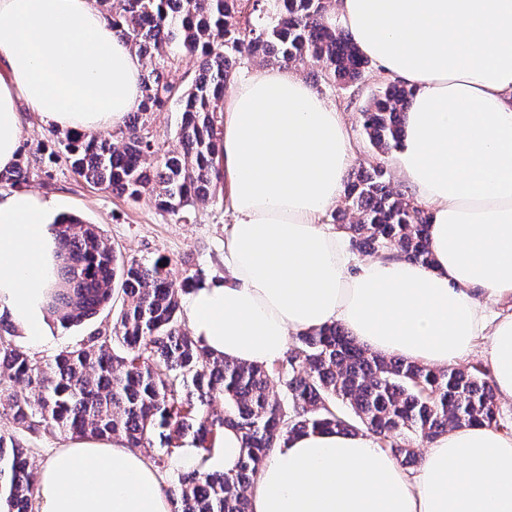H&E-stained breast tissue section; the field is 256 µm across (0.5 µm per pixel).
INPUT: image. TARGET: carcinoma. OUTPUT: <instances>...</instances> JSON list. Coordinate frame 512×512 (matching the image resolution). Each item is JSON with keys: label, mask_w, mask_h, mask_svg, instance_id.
<instances>
[{"label": "carcinoma", "mask_w": 512, "mask_h": 512, "mask_svg": "<svg viewBox=\"0 0 512 512\" xmlns=\"http://www.w3.org/2000/svg\"><path fill=\"white\" fill-rule=\"evenodd\" d=\"M96 0L112 30L149 61L142 95L121 139L52 133L10 169L0 187L19 189L33 176L53 178L63 161L87 181L137 201L144 196L182 221L224 182L217 157L214 112L237 78L242 57L301 66L314 59L327 80L359 83L368 65L336 24L330 0ZM196 59L199 73L181 88L168 78L175 58ZM412 91L388 81L360 112V126L380 153L398 148ZM181 106L178 147L163 149L149 118L171 102ZM337 225L350 250L402 257L428 265L429 216L392 186L372 161L347 182ZM59 288L48 302L63 327L120 305L110 332L95 330L85 344L38 357L15 341L14 323L0 314V408L16 425L0 433V501L8 512H33L32 465L39 449L29 440L68 436L119 441L143 451L169 472L162 493L172 512H250L248 489L271 451L309 429L348 433L366 429L402 465L416 445L465 425H498L490 370L435 368L385 357L360 346L339 324L295 337L287 355L270 365L212 356L181 319L170 260H125L101 227L78 218L57 225ZM284 392H273V383ZM224 399V415L210 410ZM241 435L243 453L231 472L206 469L224 429ZM197 464L174 468L184 440Z\"/></svg>", "instance_id": "1"}]
</instances>
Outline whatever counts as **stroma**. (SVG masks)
Listing matches in <instances>:
<instances>
[{"label": "stroma", "mask_w": 512, "mask_h": 512, "mask_svg": "<svg viewBox=\"0 0 512 512\" xmlns=\"http://www.w3.org/2000/svg\"><path fill=\"white\" fill-rule=\"evenodd\" d=\"M299 73L314 89L346 112L357 141L358 159L362 162L370 160L375 150L361 132L359 112L384 83L376 66L368 65L358 85L344 89L325 82L320 64L308 63ZM27 189L55 199L65 213L100 225L112 248L126 259L147 262L161 255L168 257V272L176 283L192 280L199 273L208 280H219L224 276V228L231 223L233 215L224 201L223 189H216L211 198L197 203L193 218L187 223L160 211L149 198L134 203L89 184L63 163L56 166L53 179H30ZM111 325L112 314L106 310L84 324L70 328L61 327L50 315L46 318L44 336L34 340L20 333L16 340L37 356L46 357L65 347L81 346L91 331L104 330Z\"/></svg>", "instance_id": "1"}]
</instances>
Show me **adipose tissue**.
<instances>
[{
  "label": "adipose tissue",
  "mask_w": 512,
  "mask_h": 512,
  "mask_svg": "<svg viewBox=\"0 0 512 512\" xmlns=\"http://www.w3.org/2000/svg\"><path fill=\"white\" fill-rule=\"evenodd\" d=\"M359 52L413 89L387 163L429 216L432 266L354 261L324 218L357 147L342 110L290 67L257 66L224 101L218 161L233 222L224 278L191 290L190 331L219 358L268 365L290 337L338 323L372 352L436 366L485 338L512 400V0H333ZM138 56L95 0H0V170L18 159L23 113L58 130L124 127L141 97ZM52 200L0 194V311L42 336L57 264ZM36 512H168L160 474L117 441L53 451ZM251 512H512V434L462 426L417 474L368 433L308 431L275 448Z\"/></svg>",
  "instance_id": "1"
}]
</instances>
